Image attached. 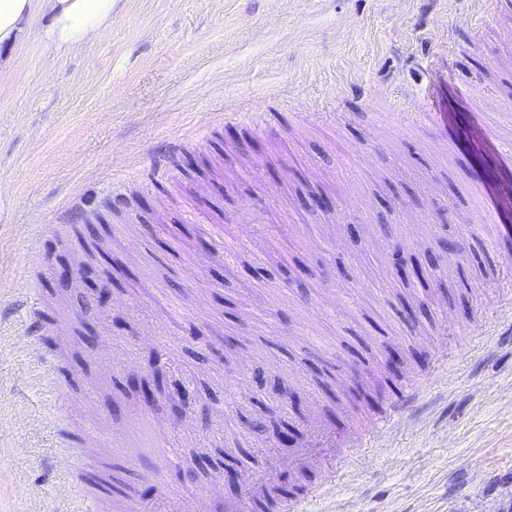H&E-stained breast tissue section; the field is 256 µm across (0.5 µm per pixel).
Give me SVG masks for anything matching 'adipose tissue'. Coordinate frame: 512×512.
Returning <instances> with one entry per match:
<instances>
[{
  "mask_svg": "<svg viewBox=\"0 0 512 512\" xmlns=\"http://www.w3.org/2000/svg\"><path fill=\"white\" fill-rule=\"evenodd\" d=\"M116 0H0V45L18 40L22 25L35 12L46 11L54 22L47 37L69 48L97 35L112 18Z\"/></svg>",
  "mask_w": 512,
  "mask_h": 512,
  "instance_id": "obj_1",
  "label": "adipose tissue"
}]
</instances>
